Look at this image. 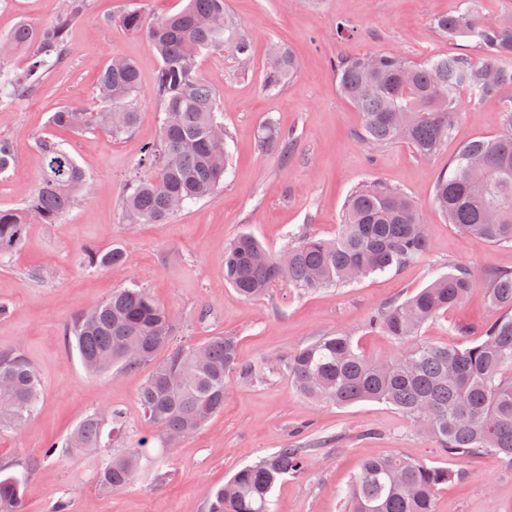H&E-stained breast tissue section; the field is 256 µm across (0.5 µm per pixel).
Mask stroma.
<instances>
[{
	"label": "stroma",
	"mask_w": 512,
	"mask_h": 512,
	"mask_svg": "<svg viewBox=\"0 0 512 512\" xmlns=\"http://www.w3.org/2000/svg\"><path fill=\"white\" fill-rule=\"evenodd\" d=\"M186 3L90 0L87 18L70 30L65 61L48 70L27 97L0 108V137L12 142L18 159L16 170L0 178V208L22 207L33 193L42 170L41 138L61 144L90 177L87 193L68 215L55 224L28 225L22 246L0 259V306L8 310L0 317V352H21L42 391L27 421L0 433V469L24 473L31 457L63 441L91 413L116 409L124 423L122 437L108 448L83 455L60 452L25 473L23 512H52L62 497L70 512H206L213 492L238 469L286 447L310 449L311 464L305 474L277 486L272 512H343L363 459L377 454L419 459L452 472L436 495V512H512V466L498 455L470 459L444 453L392 406L320 404L301 397L286 376L269 369L288 351L337 333L352 336L367 357H396L400 346L369 326L375 311L458 265L481 274L512 270L511 245L461 233L431 200L438 176L464 143L500 132L512 84L493 97H463L447 146L424 159L404 143L374 146L359 139L361 116L336 81L339 59L379 51L411 61L448 53L481 61L484 53L473 41L444 39L433 27L435 18L456 10L460 0H224L250 44V56L242 62L224 51L210 53L201 58L198 72L214 89L233 174L223 190L165 223L131 227L122 197L144 172L142 146L160 134L154 95L159 59L144 34L124 30L119 18L133 4L151 23ZM61 7L62 0H0V36L22 20L37 27L50 23ZM341 21L352 25V34L338 36ZM275 42L292 51L298 68L272 90L264 74ZM115 56L132 60L139 71L133 132L115 139L101 129L77 133L53 126L50 117L62 106L96 105L98 72ZM270 120L293 134L288 148L260 146L261 128ZM373 181L416 203L429 238L421 258L313 293L281 282L257 300L244 299L225 282L224 248L237 235L252 233L272 253L287 247L292 230L334 238L350 193ZM116 242L129 253L125 265L100 271L75 265L79 248ZM133 284L171 310L177 344L235 336L240 362L257 372L229 373L223 413L174 447L157 449L155 458L142 461L132 484L110 491L98 482L102 459L127 452L154 432L137 399L148 372L89 374L66 329L78 313ZM490 316L478 287L465 303L426 325L422 335L464 345L468 339L458 328L479 329Z\"/></svg>",
	"instance_id": "35a3bbf8"
}]
</instances>
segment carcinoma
Wrapping results in <instances>:
<instances>
[{"label":"carcinoma","instance_id":"1","mask_svg":"<svg viewBox=\"0 0 512 512\" xmlns=\"http://www.w3.org/2000/svg\"><path fill=\"white\" fill-rule=\"evenodd\" d=\"M88 2L64 0L47 26L22 23L0 39L1 59L31 50L25 70L0 71V107L28 94L43 72L64 60L70 27L86 17ZM121 25L143 32L159 57L154 92L162 114L158 140L142 150L148 174L129 184L123 205L130 224H163L174 214L171 198H180L183 206L208 198L229 173L226 133L215 135L224 124L215 112L212 86L198 76L197 59L216 51L246 56L249 44L224 12V0H188L181 12L150 25L132 8ZM434 28L450 40L476 39L484 62L478 65L459 54L413 62L388 52L337 62L339 89L362 115L363 141L380 146L402 140L418 155L432 157L448 142L461 93L481 99L512 83V65L504 63L512 57V22L485 24L468 0L459 12L437 18ZM295 70L292 53L280 47L267 67L266 84L275 87ZM138 87L137 67L114 58L99 71L100 106L68 105L53 113L51 123L76 131L103 128L120 138L137 124L131 97ZM502 126L499 136L476 137L458 150L448 172L435 182L432 200L460 231L494 245H512V102L503 106ZM260 139L286 148L289 136L269 124ZM38 148L43 168L34 193L20 208L0 209V258L23 244L28 224L57 223L89 186L87 172L60 144L43 138ZM16 165L11 141L0 138V174ZM427 249L415 203L373 183L349 195L334 239L294 234L288 248L273 255L252 235L237 236L224 247V277L243 298L260 299L280 281L308 292L347 285L354 270L360 280L382 274ZM127 260L120 243L106 249L86 246L74 256L86 270ZM481 282L493 314L472 343L448 346L422 338L424 325L462 303ZM369 324L401 346L397 357L372 361L351 337L322 336L280 359L296 390L337 407L386 403L445 453L461 458L494 453L512 464V270L482 279L471 268L456 266L406 300L379 309ZM174 331L169 309L136 287L113 290L98 307L78 314L67 330L91 373L149 369L138 401L157 435L103 464L98 477L105 488L128 485L141 461L152 455V442L165 448L199 431L224 410L229 372H251L238 360L236 337L213 336L197 346L174 348ZM39 398L38 377L24 356L0 353V432L18 428ZM107 415L106 421L97 412L86 416L62 444L53 443L28 461L26 472L60 446L75 453L103 447L104 426L111 424L113 434L122 428L120 412ZM309 463L307 449L281 448L236 472L215 492L208 512H271L277 484L304 474ZM452 477L444 468L395 454L369 457L353 481L348 512H435L436 493ZM23 484L15 474H0V512H21Z\"/></svg>","mask_w":512,"mask_h":512}]
</instances>
